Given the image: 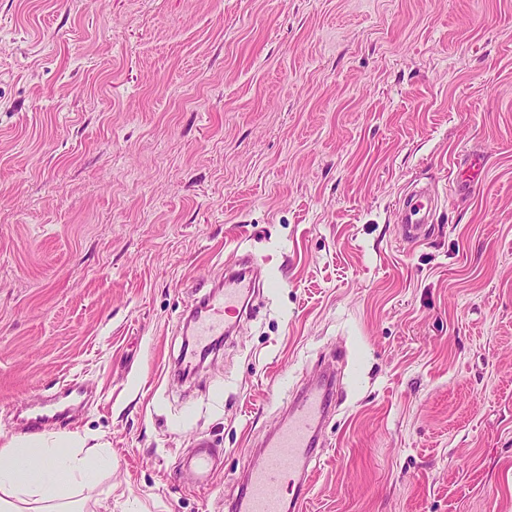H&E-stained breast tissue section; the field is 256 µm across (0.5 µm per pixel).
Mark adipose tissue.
Wrapping results in <instances>:
<instances>
[{"label": "adipose tissue", "mask_w": 512, "mask_h": 512, "mask_svg": "<svg viewBox=\"0 0 512 512\" xmlns=\"http://www.w3.org/2000/svg\"><path fill=\"white\" fill-rule=\"evenodd\" d=\"M76 434H29L0 446V512H77L72 488L93 485L110 461L79 455Z\"/></svg>", "instance_id": "obj_1"}]
</instances>
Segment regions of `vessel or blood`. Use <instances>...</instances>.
I'll use <instances>...</instances> for the list:
<instances>
[{
    "mask_svg": "<svg viewBox=\"0 0 512 512\" xmlns=\"http://www.w3.org/2000/svg\"><path fill=\"white\" fill-rule=\"evenodd\" d=\"M436 199L424 189L406 193L398 205L402 215V239L416 244L425 239ZM261 266L250 260L225 266L215 289L191 310L184 333L191 347L182 357L193 367L198 357L208 354L216 337L236 333L253 295L264 288ZM339 385L335 371H323L307 383L289 405L286 414L256 450V460L245 471L231 499V512H301L310 490V476L317 460L322 428L334 408ZM59 395L33 404L31 423L46 424L64 418ZM214 452L201 445L190 459L189 468L203 482L213 477Z\"/></svg>",
    "mask_w": 512,
    "mask_h": 512,
    "instance_id": "vessel-or-blood-1",
    "label": "vessel or blood"
}]
</instances>
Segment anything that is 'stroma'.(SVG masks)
<instances>
[{"instance_id": "stroma-1", "label": "stroma", "mask_w": 512, "mask_h": 512, "mask_svg": "<svg viewBox=\"0 0 512 512\" xmlns=\"http://www.w3.org/2000/svg\"><path fill=\"white\" fill-rule=\"evenodd\" d=\"M245 253L272 288L178 382ZM333 351L303 512H512V0H0V444L75 377L43 430L111 451L85 512H227ZM436 208V199L425 189H412L399 202L401 211V239L408 244H417L428 233V221ZM74 391L81 394L80 386H77V383L71 381L66 384V388L60 393L44 398L33 404L29 423L42 425L63 419L69 412L70 407L61 410L57 405L61 397H69ZM213 459V449L203 443L188 462V466L201 481L209 483L213 477Z\"/></svg>"}]
</instances>
